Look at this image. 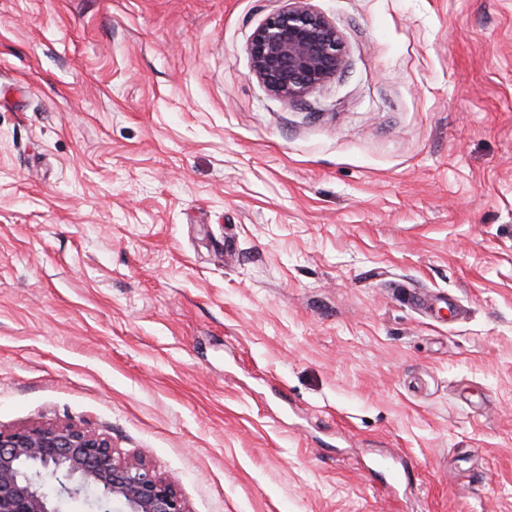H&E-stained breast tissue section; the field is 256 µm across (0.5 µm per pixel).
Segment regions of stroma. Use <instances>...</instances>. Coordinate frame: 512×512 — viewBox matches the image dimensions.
<instances>
[{"instance_id": "35a3bbf8", "label": "stroma", "mask_w": 512, "mask_h": 512, "mask_svg": "<svg viewBox=\"0 0 512 512\" xmlns=\"http://www.w3.org/2000/svg\"><path fill=\"white\" fill-rule=\"evenodd\" d=\"M0 0V429L190 512H512V0ZM253 32L248 51L252 72L285 99L305 96L333 77L344 60L336 27L306 0H285Z\"/></svg>"}]
</instances>
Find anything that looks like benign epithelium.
Wrapping results in <instances>:
<instances>
[{"instance_id":"obj_1","label":"benign epithelium","mask_w":512,"mask_h":512,"mask_svg":"<svg viewBox=\"0 0 512 512\" xmlns=\"http://www.w3.org/2000/svg\"><path fill=\"white\" fill-rule=\"evenodd\" d=\"M253 32L252 72L285 99L333 77L344 42L306 0H285ZM112 512H189L173 481L141 455L123 456L104 437L73 424L0 430V512H62L69 499Z\"/></svg>"}]
</instances>
